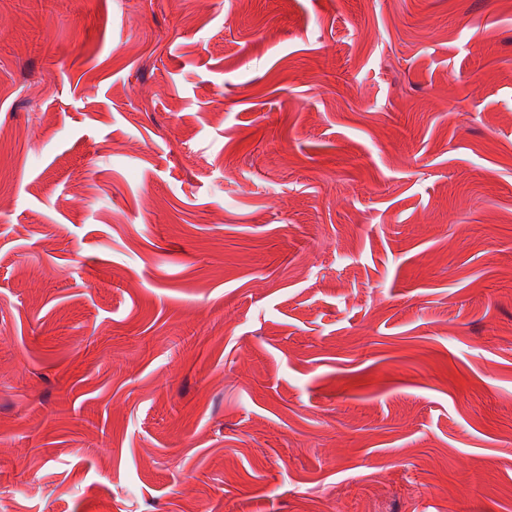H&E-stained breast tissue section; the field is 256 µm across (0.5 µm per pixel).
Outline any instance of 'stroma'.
Masks as SVG:
<instances>
[{
	"mask_svg": "<svg viewBox=\"0 0 512 512\" xmlns=\"http://www.w3.org/2000/svg\"><path fill=\"white\" fill-rule=\"evenodd\" d=\"M0 512H512V0H0Z\"/></svg>",
	"mask_w": 512,
	"mask_h": 512,
	"instance_id": "obj_1",
	"label": "stroma"
}]
</instances>
